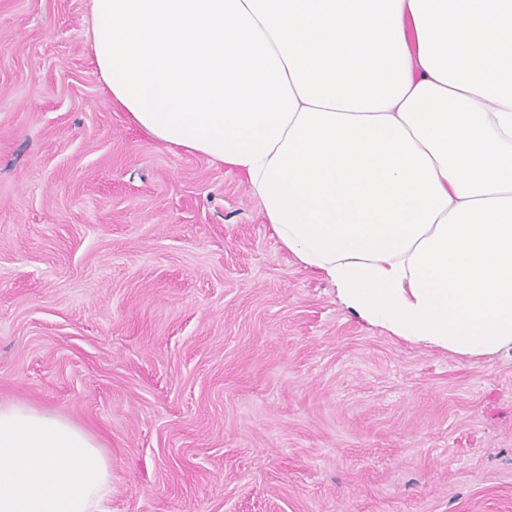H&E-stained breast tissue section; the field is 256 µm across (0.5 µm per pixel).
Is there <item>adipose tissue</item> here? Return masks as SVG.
<instances>
[{
    "instance_id": "adipose-tissue-1",
    "label": "adipose tissue",
    "mask_w": 512,
    "mask_h": 512,
    "mask_svg": "<svg viewBox=\"0 0 512 512\" xmlns=\"http://www.w3.org/2000/svg\"><path fill=\"white\" fill-rule=\"evenodd\" d=\"M112 102L241 176L357 315L512 350V0H89ZM112 460L0 401V512H103Z\"/></svg>"
}]
</instances>
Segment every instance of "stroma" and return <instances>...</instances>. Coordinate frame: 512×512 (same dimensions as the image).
<instances>
[{
  "instance_id": "stroma-1",
  "label": "stroma",
  "mask_w": 512,
  "mask_h": 512,
  "mask_svg": "<svg viewBox=\"0 0 512 512\" xmlns=\"http://www.w3.org/2000/svg\"><path fill=\"white\" fill-rule=\"evenodd\" d=\"M86 0H0V399L112 459L109 512H512V351L371 325L224 167L128 123Z\"/></svg>"
}]
</instances>
